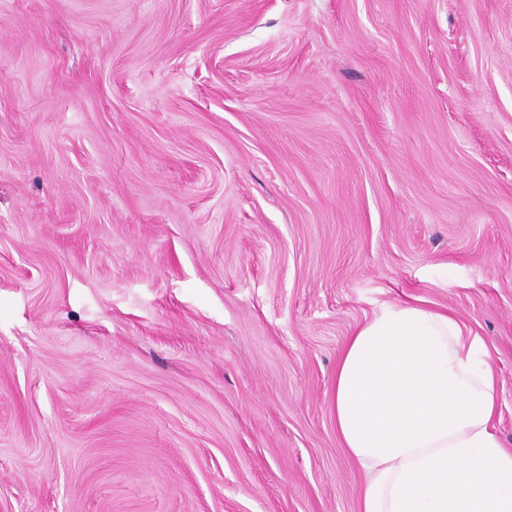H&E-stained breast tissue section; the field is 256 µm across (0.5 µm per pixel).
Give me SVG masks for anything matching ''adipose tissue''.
Returning <instances> with one entry per match:
<instances>
[{"instance_id":"1","label":"adipose tissue","mask_w":512,"mask_h":512,"mask_svg":"<svg viewBox=\"0 0 512 512\" xmlns=\"http://www.w3.org/2000/svg\"><path fill=\"white\" fill-rule=\"evenodd\" d=\"M332 408L365 476L359 512H512L497 375L451 313L418 298L382 304L341 350Z\"/></svg>"}]
</instances>
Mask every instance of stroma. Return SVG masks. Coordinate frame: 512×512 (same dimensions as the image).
<instances>
[{"mask_svg": "<svg viewBox=\"0 0 512 512\" xmlns=\"http://www.w3.org/2000/svg\"><path fill=\"white\" fill-rule=\"evenodd\" d=\"M412 297L512 448V0H0V512H358Z\"/></svg>", "mask_w": 512, "mask_h": 512, "instance_id": "1", "label": "stroma"}]
</instances>
